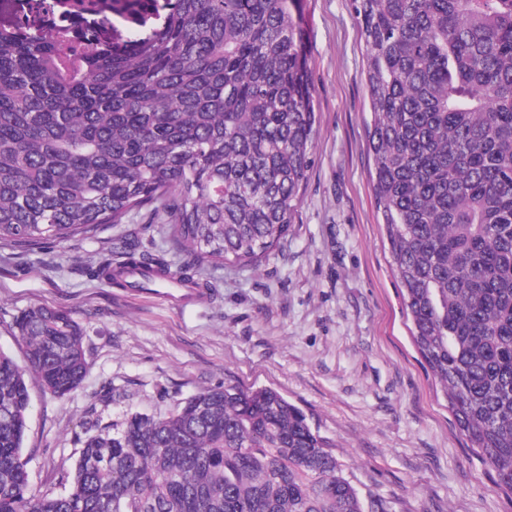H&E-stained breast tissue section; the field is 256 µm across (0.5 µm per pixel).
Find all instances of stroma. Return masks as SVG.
Wrapping results in <instances>:
<instances>
[{"label":"stroma","instance_id":"1","mask_svg":"<svg viewBox=\"0 0 512 512\" xmlns=\"http://www.w3.org/2000/svg\"><path fill=\"white\" fill-rule=\"evenodd\" d=\"M305 5L314 165L288 237L266 261L203 263L205 297L183 305L81 273L107 252L123 263L126 244L179 270L171 226L152 212L57 246L0 243V349L24 361L12 322L34 305L70 313L85 334L87 375L75 391L57 397L27 377L35 491L63 493L89 419L109 427L239 385L300 408L363 500H383L385 512H512V494L467 448L410 338L370 185L365 51L351 0Z\"/></svg>","mask_w":512,"mask_h":512}]
</instances>
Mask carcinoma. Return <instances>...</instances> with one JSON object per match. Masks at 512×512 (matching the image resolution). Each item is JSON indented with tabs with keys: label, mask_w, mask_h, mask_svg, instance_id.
<instances>
[{
	"label": "carcinoma",
	"mask_w": 512,
	"mask_h": 512,
	"mask_svg": "<svg viewBox=\"0 0 512 512\" xmlns=\"http://www.w3.org/2000/svg\"><path fill=\"white\" fill-rule=\"evenodd\" d=\"M112 47L65 61L51 30L0 28V242L92 237L163 215L192 287L287 236L314 159L304 0H166ZM365 48L380 223L418 353L467 446L512 492V0H351ZM165 261L104 257L145 289ZM0 350V512H365L332 444L280 393L203 390L166 415L87 422L65 492L31 488L26 374L86 376L84 330L34 306Z\"/></svg>",
	"instance_id": "carcinoma-1"
}]
</instances>
